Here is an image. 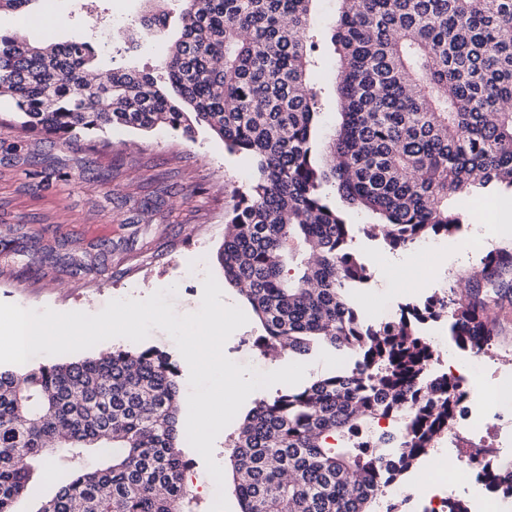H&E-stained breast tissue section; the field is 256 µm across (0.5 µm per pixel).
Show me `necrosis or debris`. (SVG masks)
Segmentation results:
<instances>
[{
  "label": "necrosis or debris",
  "instance_id": "necrosis-or-debris-1",
  "mask_svg": "<svg viewBox=\"0 0 512 512\" xmlns=\"http://www.w3.org/2000/svg\"><path fill=\"white\" fill-rule=\"evenodd\" d=\"M488 405L465 399L448 425V445L429 453L424 464L432 475L423 483L421 497L426 512H448L456 490L472 489L468 512H512V499L483 496L472 488L478 463L501 459L505 444H512V427L502 424L496 432L488 430V409L512 403V374L494 377Z\"/></svg>",
  "mask_w": 512,
  "mask_h": 512
}]
</instances>
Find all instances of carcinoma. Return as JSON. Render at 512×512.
Wrapping results in <instances>:
<instances>
[{"label": "carcinoma", "mask_w": 512, "mask_h": 512, "mask_svg": "<svg viewBox=\"0 0 512 512\" xmlns=\"http://www.w3.org/2000/svg\"><path fill=\"white\" fill-rule=\"evenodd\" d=\"M181 36L159 74L122 67L90 78L83 34L33 45L0 31V96L21 127L72 137L105 127L211 130L255 173L232 190L217 255L264 335L261 356L321 345L356 356L306 386L255 401L225 441L240 512H376L386 471L410 467L447 431L459 385L433 375L422 330L443 322L460 349L497 336L491 303L512 291V248L486 253L482 276L372 322L357 293L371 279L351 214L391 249L457 232L460 195L512 192V0H338L330 26L339 120L323 133L314 0H182ZM149 10L120 32L125 50L159 35ZM168 355L116 348L23 370L0 369V512H17L34 470L71 479L36 512H191V466ZM401 422L392 457L381 423ZM96 451L102 462L82 465ZM477 478L512 493V466Z\"/></svg>", "instance_id": "1"}]
</instances>
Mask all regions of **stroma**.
<instances>
[{
	"label": "stroma",
	"instance_id": "stroma-1",
	"mask_svg": "<svg viewBox=\"0 0 512 512\" xmlns=\"http://www.w3.org/2000/svg\"><path fill=\"white\" fill-rule=\"evenodd\" d=\"M146 0H34L26 10L0 13V30L23 29L27 39L62 43L73 34L99 36L106 19L138 18ZM50 23L33 24L35 14ZM177 26L142 40L124 53L100 43L101 68L133 66L156 71L178 39ZM14 103L0 98V302L25 309L104 308L135 295L152 281L175 287L169 304L224 290L216 255L224 240V211L233 188L246 184L250 158L228 154L224 142L206 130L187 139L165 127L150 131L115 127L76 139L25 132L11 124ZM465 222L448 236L431 239L432 259L423 263L418 246L405 248L409 261L397 279L387 278L396 253L382 240L357 235L356 249L374 259L372 278L359 289L365 315L397 309L448 286L461 259L477 263L512 234L499 235L498 214L474 209L459 199ZM55 256H88L93 265L75 270L44 262L25 271L18 252L26 246ZM262 333L256 315L224 344V354L240 365L270 371L253 343Z\"/></svg>",
	"mask_w": 512,
	"mask_h": 512
}]
</instances>
